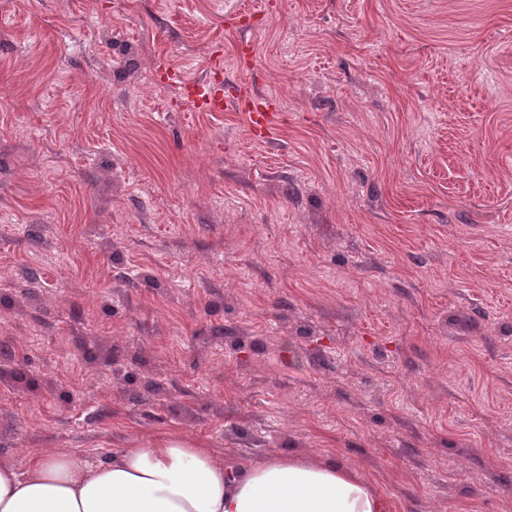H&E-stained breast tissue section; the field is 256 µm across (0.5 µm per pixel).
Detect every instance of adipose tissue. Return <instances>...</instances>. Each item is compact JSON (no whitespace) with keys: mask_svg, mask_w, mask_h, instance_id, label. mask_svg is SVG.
Wrapping results in <instances>:
<instances>
[{"mask_svg":"<svg viewBox=\"0 0 512 512\" xmlns=\"http://www.w3.org/2000/svg\"><path fill=\"white\" fill-rule=\"evenodd\" d=\"M0 512H394L354 469L310 458L220 457L180 434L138 441L96 467L60 451L25 474L0 464Z\"/></svg>","mask_w":512,"mask_h":512,"instance_id":"1","label":"adipose tissue"}]
</instances>
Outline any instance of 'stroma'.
Returning a JSON list of instances; mask_svg holds the SVG:
<instances>
[{
  "label": "stroma",
  "instance_id": "1",
  "mask_svg": "<svg viewBox=\"0 0 512 512\" xmlns=\"http://www.w3.org/2000/svg\"><path fill=\"white\" fill-rule=\"evenodd\" d=\"M167 433L512 512V0H0V463ZM169 79L182 86L183 94L192 99L194 104L204 106L208 112L224 111V84L211 80L192 83L183 82L179 75L172 74ZM239 111L246 112L249 127L262 137H268L282 122V113L277 109L272 99L255 98L247 92L241 96Z\"/></svg>",
  "mask_w": 512,
  "mask_h": 512
}]
</instances>
